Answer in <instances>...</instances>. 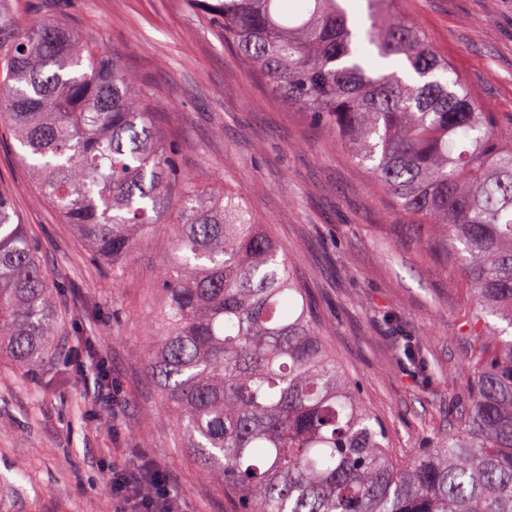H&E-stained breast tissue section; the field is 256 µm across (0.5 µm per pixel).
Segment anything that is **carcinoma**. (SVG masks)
<instances>
[{"label": "carcinoma", "mask_w": 512, "mask_h": 512, "mask_svg": "<svg viewBox=\"0 0 512 512\" xmlns=\"http://www.w3.org/2000/svg\"><path fill=\"white\" fill-rule=\"evenodd\" d=\"M339 0H184L288 105L320 117L414 224L462 266L471 388L455 426L408 460L336 361L267 225L182 170L162 103L63 18L22 27L0 0V120L90 257L119 280L161 254L150 378L235 512H512V139L414 25ZM61 287L0 192V354L51 362ZM425 342L402 354L426 375Z\"/></svg>", "instance_id": "cac0c4a2"}]
</instances>
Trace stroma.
<instances>
[{
  "label": "stroma",
  "mask_w": 512,
  "mask_h": 512,
  "mask_svg": "<svg viewBox=\"0 0 512 512\" xmlns=\"http://www.w3.org/2000/svg\"><path fill=\"white\" fill-rule=\"evenodd\" d=\"M21 23L63 17L122 59L163 107L155 123L183 168L241 198L291 259L326 342L385 423L398 459L453 428L467 397L471 315L457 260L426 243L325 127L288 106L183 0H19ZM395 12L463 77L512 138V0H395ZM0 126V191L63 288L50 369L32 381L0 358V512H121L113 466L149 458L181 512H235L181 446L149 381L144 330L160 262L145 246L120 280L87 256ZM426 340L435 385L396 353ZM90 342L92 354L72 363Z\"/></svg>",
  "instance_id": "1"
}]
</instances>
